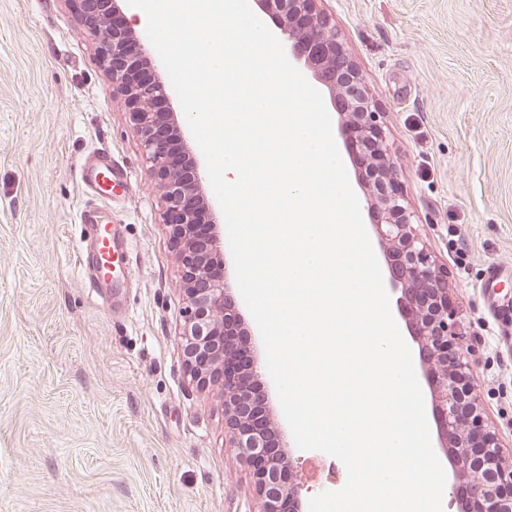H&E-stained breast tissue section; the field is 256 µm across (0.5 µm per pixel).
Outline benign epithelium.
<instances>
[{
    "mask_svg": "<svg viewBox=\"0 0 512 512\" xmlns=\"http://www.w3.org/2000/svg\"><path fill=\"white\" fill-rule=\"evenodd\" d=\"M319 0H256L276 20L293 59L327 89L342 132L361 142L355 165L374 229L390 259L391 291L419 347L432 398L440 447L451 449L455 480L467 488L458 512H512V464L484 422L472 383V349L448 301V268L415 228L386 144L381 112ZM126 0H80L95 32L110 16L118 22L100 46L112 73V91L124 99L134 131L165 204L164 224L181 265L185 292L184 354L191 377L224 400L229 447L250 468L258 512H304L309 488L293 474L291 449L272 448L279 434L267 394L255 385L263 362L240 348L241 317L228 282L219 216L205 194V170L184 136L186 118L170 107L167 76L151 56L149 40L127 22ZM206 223L210 239L194 236Z\"/></svg>",
    "mask_w": 512,
    "mask_h": 512,
    "instance_id": "benign-epithelium-1",
    "label": "benign epithelium"
}]
</instances>
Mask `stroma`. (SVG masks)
Masks as SVG:
<instances>
[{"label": "stroma", "mask_w": 512, "mask_h": 512, "mask_svg": "<svg viewBox=\"0 0 512 512\" xmlns=\"http://www.w3.org/2000/svg\"><path fill=\"white\" fill-rule=\"evenodd\" d=\"M371 89L417 228L448 268L486 422L512 460V0H321ZM72 0H0V512H256L224 404L181 348L183 279L161 193ZM128 265L93 293L75 262L81 165ZM502 266L496 287L486 269ZM311 494L343 487L301 450ZM105 171L110 174L111 179L117 177V175L113 173L112 160L104 156H97L86 164L82 174V182L87 192L98 194V188L100 186L99 177Z\"/></svg>", "instance_id": "stroma-1"}]
</instances>
